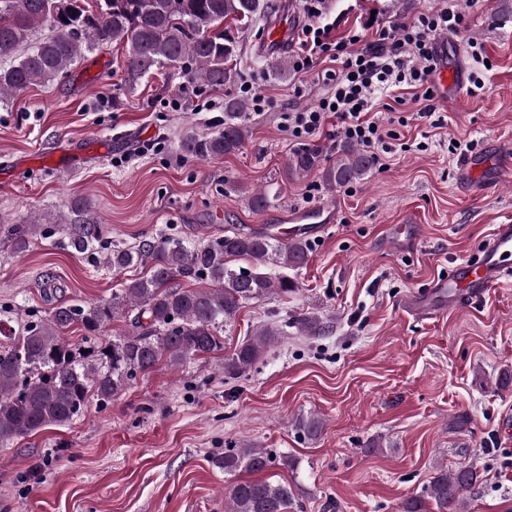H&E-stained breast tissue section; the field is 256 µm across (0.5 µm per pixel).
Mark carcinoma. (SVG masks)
<instances>
[{"label":"carcinoma","instance_id":"obj_1","mask_svg":"<svg viewBox=\"0 0 512 512\" xmlns=\"http://www.w3.org/2000/svg\"><path fill=\"white\" fill-rule=\"evenodd\" d=\"M275 0H0V52L20 44L28 50L6 66L0 65V98L34 85H45L63 74L84 51L122 45L125 83L134 91L158 71L179 69L190 82L222 87L236 76L241 57L240 36L257 19L277 10ZM50 34L33 42V31ZM248 102L224 101V127L206 134L188 132L179 144L187 157L208 161L239 151L250 135L242 116ZM374 159L357 145L343 141L336 161L326 164L317 149L293 153L286 173L302 179L321 172L329 190L365 179ZM87 207L76 202L72 216L45 228L36 219L4 230V243L25 251L49 236L96 266L115 274L136 265L149 274L90 304L58 300L43 315H31L17 329L8 311L0 310V445L46 428L63 426L81 413L90 398L105 406L141 374L160 361L173 369L188 359L224 349V325L247 304L273 294L293 293L288 276L271 277L270 265L297 270L309 260V243L288 241L265 231L234 229L207 241L158 237L130 248L112 245L102 224L85 217ZM244 260L247 266L235 262ZM123 318L126 329L102 342L100 336ZM77 327L81 341L69 343L64 332ZM292 327L306 336L327 329L319 317L299 315L282 324L259 328L224 358V376L234 379L250 372L262 351ZM297 428L306 439L320 435L322 421L302 418ZM276 458L260 448L224 451L216 460L224 474L259 473ZM484 481L473 465L439 469L420 492L406 498L400 512H462L463 493ZM227 512H293L295 499L288 484L268 479H237L225 492Z\"/></svg>","mask_w":512,"mask_h":512}]
</instances>
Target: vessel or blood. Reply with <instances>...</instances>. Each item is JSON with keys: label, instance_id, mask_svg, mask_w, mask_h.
<instances>
[{"label": "vessel or blood", "instance_id": "b4317fda", "mask_svg": "<svg viewBox=\"0 0 512 512\" xmlns=\"http://www.w3.org/2000/svg\"><path fill=\"white\" fill-rule=\"evenodd\" d=\"M447 43H440L437 53L441 60L434 70L432 81L440 98H447L450 87L464 82L461 71L449 68L444 55ZM484 167L474 158H466L459 164L458 188L470 196H482L488 189L482 173ZM512 275V224L495 225L485 249L475 258L459 263L448 279L436 283L433 295L437 305H427L421 295L411 296L407 305L419 317L428 319L441 315L443 307H456L460 303L477 304L485 294L495 288L503 278Z\"/></svg>", "mask_w": 512, "mask_h": 512}]
</instances>
